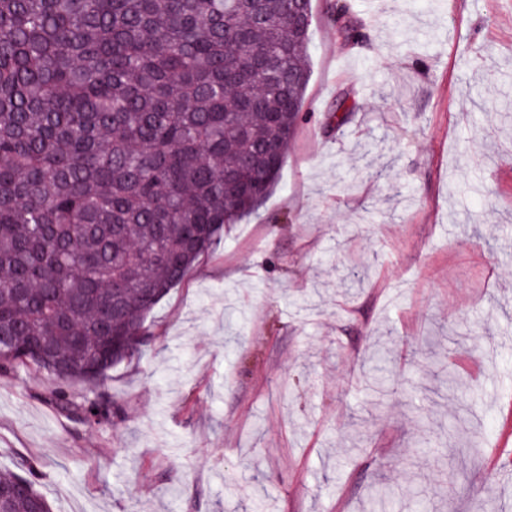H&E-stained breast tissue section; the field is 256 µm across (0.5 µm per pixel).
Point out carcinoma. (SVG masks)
Segmentation results:
<instances>
[{"mask_svg":"<svg viewBox=\"0 0 512 512\" xmlns=\"http://www.w3.org/2000/svg\"><path fill=\"white\" fill-rule=\"evenodd\" d=\"M296 8L307 24L288 0H0L1 370L99 387L141 353L147 315L276 184L311 77L312 0ZM352 12L336 0L344 42ZM348 119L341 103L328 124ZM2 488L0 512L50 509L29 478L0 469ZM368 504L394 512L393 488Z\"/></svg>","mask_w":512,"mask_h":512,"instance_id":"1","label":"carcinoma"}]
</instances>
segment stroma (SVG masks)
<instances>
[{"label": "stroma", "mask_w": 512, "mask_h": 512, "mask_svg": "<svg viewBox=\"0 0 512 512\" xmlns=\"http://www.w3.org/2000/svg\"><path fill=\"white\" fill-rule=\"evenodd\" d=\"M334 2L276 189L149 313L104 422L51 400L87 383L0 371V469L30 462L53 512H363L379 480L512 512V0H371L350 44ZM372 365L368 368V375L373 388L381 395L392 382V376L387 366L388 359L379 351L371 357Z\"/></svg>", "instance_id": "obj_1"}]
</instances>
